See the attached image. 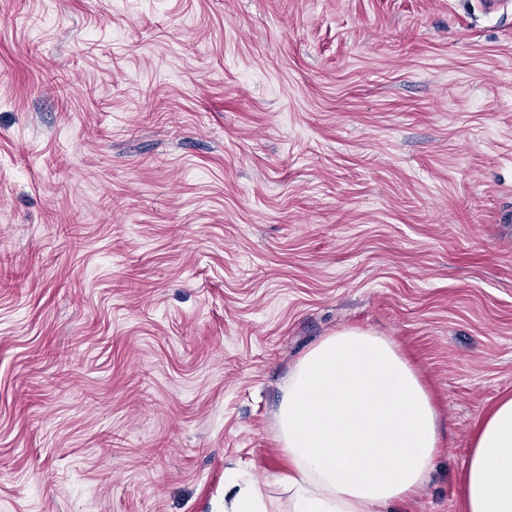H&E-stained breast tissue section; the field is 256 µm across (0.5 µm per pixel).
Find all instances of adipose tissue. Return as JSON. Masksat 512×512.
I'll use <instances>...</instances> for the list:
<instances>
[{"mask_svg": "<svg viewBox=\"0 0 512 512\" xmlns=\"http://www.w3.org/2000/svg\"><path fill=\"white\" fill-rule=\"evenodd\" d=\"M288 508L230 480L224 512H394L428 482L441 421L390 339L358 328L322 338L288 376L276 414ZM461 484L465 512H512V397L477 425Z\"/></svg>", "mask_w": 512, "mask_h": 512, "instance_id": "1", "label": "adipose tissue"}]
</instances>
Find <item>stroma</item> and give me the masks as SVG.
<instances>
[{
	"label": "stroma",
	"instance_id": "stroma-1",
	"mask_svg": "<svg viewBox=\"0 0 512 512\" xmlns=\"http://www.w3.org/2000/svg\"><path fill=\"white\" fill-rule=\"evenodd\" d=\"M350 327L450 423L400 512H464L512 395V0H0V512L279 494L288 373Z\"/></svg>",
	"mask_w": 512,
	"mask_h": 512
}]
</instances>
